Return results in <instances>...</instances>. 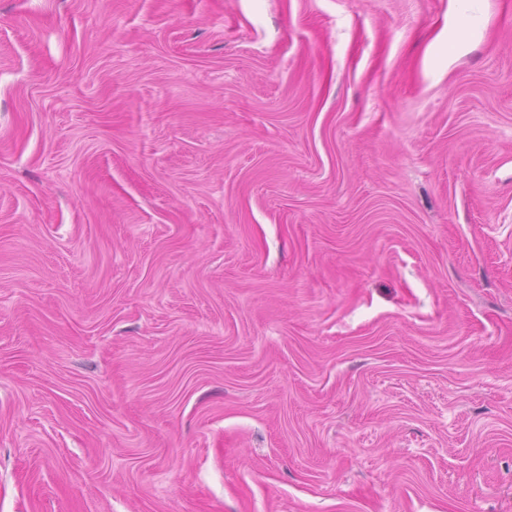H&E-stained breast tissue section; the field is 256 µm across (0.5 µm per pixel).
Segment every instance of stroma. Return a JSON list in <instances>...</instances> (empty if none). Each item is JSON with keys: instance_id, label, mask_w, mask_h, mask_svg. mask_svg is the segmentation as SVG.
I'll return each instance as SVG.
<instances>
[{"instance_id": "obj_1", "label": "stroma", "mask_w": 512, "mask_h": 512, "mask_svg": "<svg viewBox=\"0 0 512 512\" xmlns=\"http://www.w3.org/2000/svg\"><path fill=\"white\" fill-rule=\"evenodd\" d=\"M0 512H512V0H0Z\"/></svg>"}]
</instances>
